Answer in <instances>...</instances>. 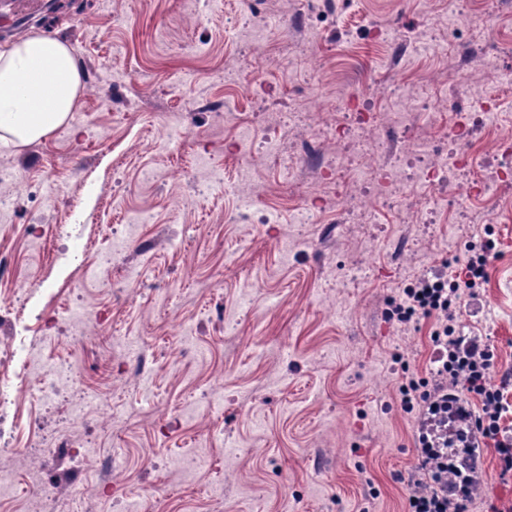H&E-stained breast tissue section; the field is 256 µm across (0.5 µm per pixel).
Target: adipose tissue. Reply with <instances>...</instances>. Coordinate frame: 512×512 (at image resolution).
Instances as JSON below:
<instances>
[{
	"instance_id": "1",
	"label": "adipose tissue",
	"mask_w": 512,
	"mask_h": 512,
	"mask_svg": "<svg viewBox=\"0 0 512 512\" xmlns=\"http://www.w3.org/2000/svg\"><path fill=\"white\" fill-rule=\"evenodd\" d=\"M82 76L72 49L35 33L0 45V145L47 139L80 104Z\"/></svg>"
}]
</instances>
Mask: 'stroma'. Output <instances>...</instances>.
Listing matches in <instances>:
<instances>
[{
  "label": "stroma",
  "mask_w": 512,
  "mask_h": 512,
  "mask_svg": "<svg viewBox=\"0 0 512 512\" xmlns=\"http://www.w3.org/2000/svg\"><path fill=\"white\" fill-rule=\"evenodd\" d=\"M333 16L312 46L321 76L300 81L270 64L250 73L240 30L251 0H213L189 21L192 0H53L26 13L0 0V44L32 30L68 42L93 75L69 124L47 140L0 147V391L14 395L0 441L15 491L0 512H405L420 450L419 417L401 407L398 358L428 376L430 320L387 319L384 300L407 284L415 255L433 241L430 272H451L468 241L493 247L489 282L462 304L459 326L489 344L495 374L512 371V189L496 223L472 224L448 190L447 213L409 224L404 202L377 203L354 224L336 196L310 198L285 170L345 161L362 139L327 140L308 156L281 139L294 93L341 112L336 76L379 68L382 36L424 23L417 0H331ZM270 53L299 30L304 0L281 7ZM477 51L464 31L444 58L397 63L387 85L420 75L447 95L427 122L387 129L381 147L427 136L448 147L469 82L447 81L459 56ZM235 102L237 123L211 117ZM183 116L192 138L163 140ZM263 132L240 159L239 126ZM281 139L279 159L264 138ZM312 224L295 223L297 211ZM64 388L44 404L35 369ZM112 482L100 486L104 473ZM474 512L512 506V478L492 449L479 451Z\"/></svg>",
  "instance_id": "stroma-1"
}]
</instances>
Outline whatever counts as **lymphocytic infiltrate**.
I'll return each instance as SVG.
<instances>
[{
	"label": "lymphocytic infiltrate",
	"instance_id": "f902f5d3",
	"mask_svg": "<svg viewBox=\"0 0 512 512\" xmlns=\"http://www.w3.org/2000/svg\"><path fill=\"white\" fill-rule=\"evenodd\" d=\"M488 252L469 258L450 283L418 281L392 299L397 315L404 321L430 320V339L438 353L432 380L417 377L409 365H402L400 387L406 409L424 404L430 415L447 418L458 390H465L478 403L474 423L493 447L502 475L512 474V435L501 425L506 411L504 393L512 385L493 383L488 375L495 364L494 351L478 339L457 333L455 323L464 296H473L488 280ZM454 481L448 478V463L441 450H425L407 482L408 512H468L477 490L468 486L451 495Z\"/></svg>",
	"mask_w": 512,
	"mask_h": 512
}]
</instances>
